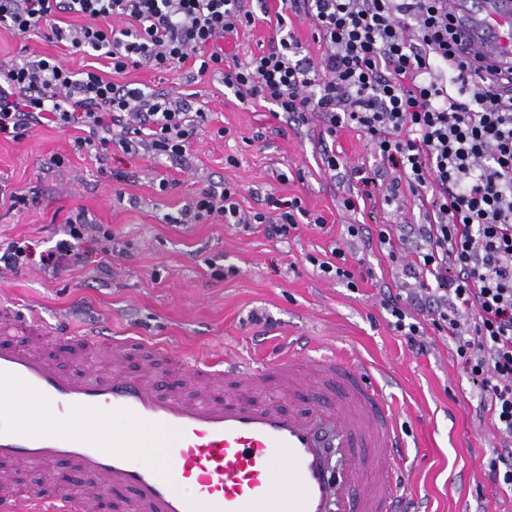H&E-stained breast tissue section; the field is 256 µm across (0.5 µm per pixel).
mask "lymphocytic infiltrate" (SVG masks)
Returning <instances> with one entry per match:
<instances>
[{
	"label": "lymphocytic infiltrate",
	"mask_w": 512,
	"mask_h": 512,
	"mask_svg": "<svg viewBox=\"0 0 512 512\" xmlns=\"http://www.w3.org/2000/svg\"><path fill=\"white\" fill-rule=\"evenodd\" d=\"M325 50L303 57L286 15L276 41L245 61L225 62L223 40L250 25L241 0H0V31L23 34L56 14L87 18L52 27L75 51L111 60L115 72L166 69L199 59L241 100L257 99L305 122L321 115L328 133L362 130L394 176L383 193L426 200L425 223L408 225L419 245L414 281L381 304L393 326L422 351L426 327L448 336L481 394L504 448L485 467L512 492V66L476 65L456 48L448 0H291ZM88 130L77 147L118 144L155 157L183 156L205 115L182 96L118 85L93 71L73 73L36 56L0 71V137L15 140L44 116ZM233 187L202 189L175 215L189 224L218 212L225 223L295 236L309 216L300 200L268 199L243 211Z\"/></svg>",
	"instance_id": "obj_1"
}]
</instances>
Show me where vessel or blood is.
Segmentation results:
<instances>
[{"label":"vessel or blood","mask_w":512,"mask_h":512,"mask_svg":"<svg viewBox=\"0 0 512 512\" xmlns=\"http://www.w3.org/2000/svg\"><path fill=\"white\" fill-rule=\"evenodd\" d=\"M448 10L460 45L512 64V0ZM57 339L55 364L0 340V512H420L392 404L353 352L298 346L256 364L229 349L189 360L100 330ZM87 350L103 364L62 369ZM45 464L75 470L85 492L14 488V470Z\"/></svg>","instance_id":"b4317fda"}]
</instances>
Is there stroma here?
Instances as JSON below:
<instances>
[{
  "instance_id": "35a3bbf8",
  "label": "stroma",
  "mask_w": 512,
  "mask_h": 512,
  "mask_svg": "<svg viewBox=\"0 0 512 512\" xmlns=\"http://www.w3.org/2000/svg\"><path fill=\"white\" fill-rule=\"evenodd\" d=\"M254 21L227 37L224 50L244 61L267 49L284 0H244ZM42 55L74 72L93 69L119 85L190 96L205 112L182 158H154L117 146L76 150L81 129L47 121L21 140L0 138V248L28 245L27 264L0 270V303L36 314L50 331L99 329L111 336H140L169 344L189 357L224 349L265 358L289 341L315 348L352 349L389 368L383 387L405 433L413 465L406 481L425 512H512V496L484 474L502 438L482 411L480 392L461 372L447 337L430 332L425 352L412 349L391 326L384 294L399 293L408 279L391 254L407 255L416 240L406 225L424 221L425 208L406 196L401 210L374 196L365 210L349 211L346 197L363 188L358 169L388 183L391 170L370 151L364 133L343 128L328 135L317 114L299 124L264 102H243L225 90L221 76L199 74L186 63L171 70L149 66L114 72L108 60L73 52L49 39L46 28L22 35L0 31V68ZM343 168L325 170L324 151ZM237 189L247 211L268 197L299 198L323 216L324 229L302 226L283 241L263 228L243 229L211 215L195 224H169L199 188ZM110 232L123 252L104 255L100 239L78 245L79 260L52 270L45 256L65 237L76 212ZM363 225L360 239L344 235ZM392 227L388 244L375 227ZM355 254L356 288L325 276L310 262L333 248Z\"/></svg>"
}]
</instances>
